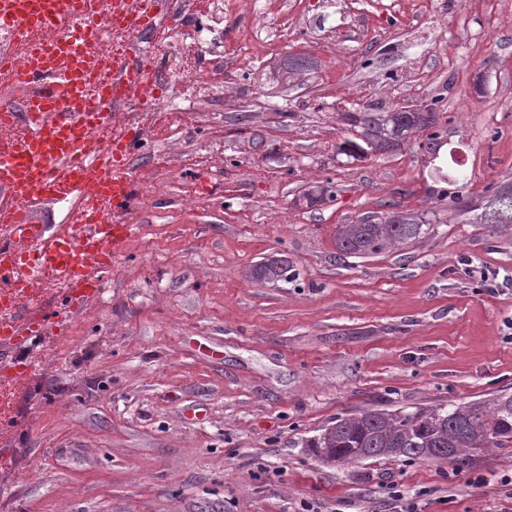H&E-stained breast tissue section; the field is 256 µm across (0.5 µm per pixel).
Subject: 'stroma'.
Returning <instances> with one entry per match:
<instances>
[{"label": "stroma", "instance_id": "stroma-1", "mask_svg": "<svg viewBox=\"0 0 512 512\" xmlns=\"http://www.w3.org/2000/svg\"><path fill=\"white\" fill-rule=\"evenodd\" d=\"M251 2L166 33L207 20L223 66L199 89L153 61L191 109L153 113L139 238L101 294L23 353L0 512H392L393 481L425 489L423 512H503L512 448L472 488L448 463L334 465L305 443L366 409L512 396V224L479 221L512 181V0ZM290 56L309 66L284 80ZM436 98V151L419 132L373 152L344 119ZM391 211L425 235L337 259L342 225ZM272 256L287 280L257 281Z\"/></svg>", "mask_w": 512, "mask_h": 512}]
</instances>
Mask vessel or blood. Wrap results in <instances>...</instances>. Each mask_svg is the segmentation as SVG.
Masks as SVG:
<instances>
[{
	"label": "vessel or blood",
	"instance_id": "1",
	"mask_svg": "<svg viewBox=\"0 0 512 512\" xmlns=\"http://www.w3.org/2000/svg\"><path fill=\"white\" fill-rule=\"evenodd\" d=\"M111 15L108 0L93 9L88 0H0V28L15 42L43 38L13 73L24 100L0 94V222L13 227L0 236V282L34 287L51 274L65 285L54 303L16 314L6 342L17 351L99 293L100 272L139 233L128 217L140 194L130 171L140 140L117 133L104 145L98 135L112 122L110 102L154 79L139 35L159 12L155 0H140L122 15L130 36L107 76L93 63ZM69 199L77 233L49 234L40 206Z\"/></svg>",
	"mask_w": 512,
	"mask_h": 512
}]
</instances>
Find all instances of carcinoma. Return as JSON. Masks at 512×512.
Instances as JSON below:
<instances>
[{"label": "carcinoma", "mask_w": 512, "mask_h": 512, "mask_svg": "<svg viewBox=\"0 0 512 512\" xmlns=\"http://www.w3.org/2000/svg\"><path fill=\"white\" fill-rule=\"evenodd\" d=\"M349 122L362 129L367 144L377 152L392 150L390 142L415 132L432 130L428 139L439 145L436 121L425 120L420 112L396 117L391 112L348 114ZM484 224H512V187L500 186L488 197L481 213ZM427 220L422 215L388 213L372 216L356 224H344L338 231V259L381 253L400 243L420 238ZM258 280L288 279V265L269 259L255 270ZM512 446V397H499L492 405L483 402L446 408L444 405L413 411L367 410L339 417L325 428L308 447L320 458L338 459L340 464L359 463L366 459L429 461L428 448H444L442 460L454 469L466 471L474 458L488 448Z\"/></svg>", "instance_id": "carcinoma-1"}]
</instances>
